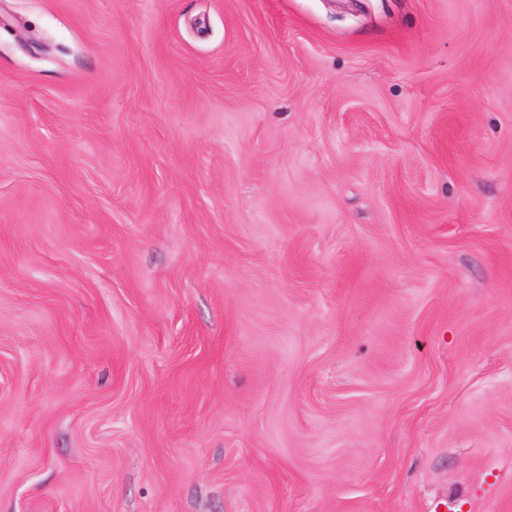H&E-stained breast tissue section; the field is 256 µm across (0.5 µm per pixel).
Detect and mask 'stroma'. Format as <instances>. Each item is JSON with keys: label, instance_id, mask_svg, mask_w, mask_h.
<instances>
[{"label": "stroma", "instance_id": "35a3bbf8", "mask_svg": "<svg viewBox=\"0 0 512 512\" xmlns=\"http://www.w3.org/2000/svg\"><path fill=\"white\" fill-rule=\"evenodd\" d=\"M0 512H512V0H0Z\"/></svg>", "mask_w": 512, "mask_h": 512}]
</instances>
